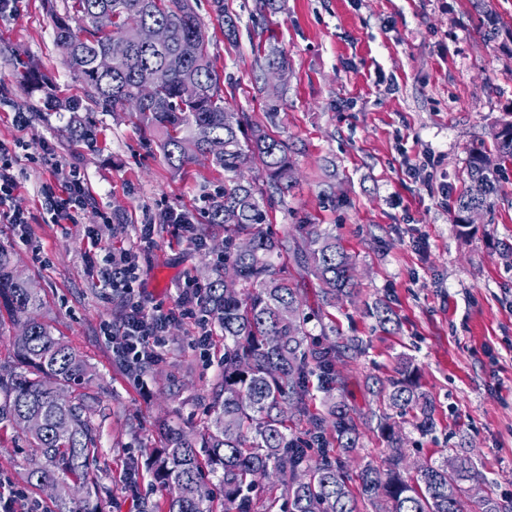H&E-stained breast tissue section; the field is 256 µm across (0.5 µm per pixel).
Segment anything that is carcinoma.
<instances>
[{
    "mask_svg": "<svg viewBox=\"0 0 512 512\" xmlns=\"http://www.w3.org/2000/svg\"><path fill=\"white\" fill-rule=\"evenodd\" d=\"M224 35L237 40L234 20L224 14V0H213ZM162 23L171 30L169 45L145 49L127 38L130 29ZM54 40L74 79L84 90L66 102L68 111L119 112L142 73L157 69L162 84L156 98L138 111L143 134L158 138L163 159L177 173L195 161L190 149L196 129L204 126L221 140L224 151L212 167L224 171V188L211 201L209 223L224 228V252L209 262L212 271L200 301L208 323L224 333V356L213 384L211 418L193 434L167 423L159 425L161 446L148 458L156 487L175 484L176 497H165L163 512H213L206 476L224 488V512H253L255 477L273 470L288 494V512H465L464 484L490 481L468 456L423 462L415 476H403L406 452L390 422L379 416L377 429L385 443V468L369 464L349 468L359 432L345 403L329 396L337 389V364L354 346L344 341L323 342L305 329L301 282L288 278V260L323 286V297L334 303L353 293V266L336 237L310 232L297 225L298 239L288 243L270 234L267 210L274 196L293 177L288 143L253 125L245 112L224 108V80L214 68L206 26L191 0H71L69 9L53 17ZM112 54V74L100 75L94 60ZM495 151L512 161V121L494 135ZM486 153H470L471 187L456 200V224L468 211H491L497 191V171L484 164ZM257 162L265 184L243 179L242 168ZM247 237L248 253L236 243ZM238 270V290L224 287V267ZM38 289L19 278L8 250L0 245V311L16 326L29 330L13 340L11 368L0 373V428L22 429L43 459L29 481L56 490L58 512H98L99 487L91 481L99 456L94 424L99 401L84 393L89 370L84 360L40 315ZM279 337L271 347L266 339ZM328 394L325 411L312 413L311 378ZM376 392L388 407L404 415L417 411L416 429L426 436L433 429L432 401L420 391L417 368L407 358L395 374L375 380ZM67 390L69 402L59 403L56 392ZM38 416L41 430L26 420ZM479 512H512V506L487 493Z\"/></svg>",
    "mask_w": 512,
    "mask_h": 512,
    "instance_id": "1",
    "label": "carcinoma"
}]
</instances>
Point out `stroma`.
Masks as SVG:
<instances>
[{
	"mask_svg": "<svg viewBox=\"0 0 512 512\" xmlns=\"http://www.w3.org/2000/svg\"><path fill=\"white\" fill-rule=\"evenodd\" d=\"M193 4L224 75L225 107L288 144L295 178L276 195L271 224L280 234L299 224L329 231L354 265L357 287L336 304L324 301L315 277L303 282L315 315L308 332L358 346L338 365L361 432L355 465L382 462L383 404L370 379L391 375L404 355L419 368L435 419L424 438L412 416L393 415L406 475L413 463L466 455L498 497L511 498L512 255L499 244L512 242V165L481 223L460 231L454 202L470 184L471 151L492 147L497 123L512 121V0H224L239 29L234 42L212 0ZM66 7V0H18L15 13L0 16V141L23 139L32 154L48 142L54 153L50 166L21 162L16 203L31 216L29 237L0 224V245L38 289L55 336L93 370L101 512H150L164 494L144 470L128 485L130 463L157 446L160 422L187 431L206 425L220 336L200 353L198 323L176 321L150 372L130 371L102 334L103 324H120L126 300L90 274L85 232L101 229L100 248H130L145 305L173 308L184 281L210 280L211 249L224 231L208 224L206 210L224 176L202 160L173 173L128 112L91 113L96 144L75 140L73 115L59 102L84 91L52 23ZM278 50L288 60L283 76L268 69ZM32 68L40 87L21 77ZM17 112L27 116L21 130ZM74 169L85 177L87 204L76 223H44L46 187ZM170 208L192 216L203 247L161 224ZM107 213L118 235L103 229ZM142 224L157 227L149 251L136 247ZM378 306L392 310V323L373 317ZM34 456L20 430L0 431V484L23 490L36 512H54L51 495L24 482Z\"/></svg>",
	"mask_w": 512,
	"mask_h": 512,
	"instance_id": "1",
	"label": "stroma"
}]
</instances>
